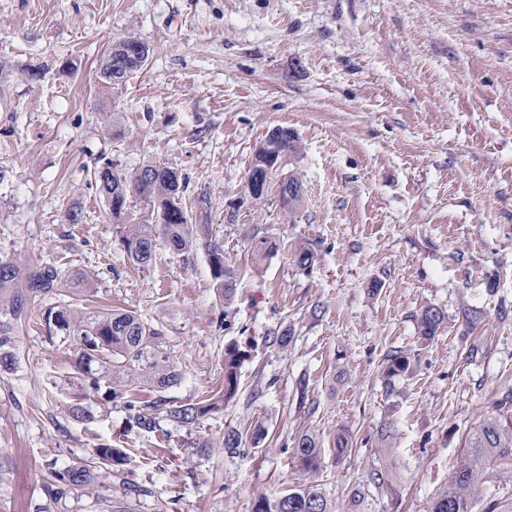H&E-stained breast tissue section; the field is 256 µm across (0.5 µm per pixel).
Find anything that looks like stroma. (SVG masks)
I'll list each match as a JSON object with an SVG mask.
<instances>
[{"label":"stroma","mask_w":512,"mask_h":512,"mask_svg":"<svg viewBox=\"0 0 512 512\" xmlns=\"http://www.w3.org/2000/svg\"><path fill=\"white\" fill-rule=\"evenodd\" d=\"M129 35L151 57L113 90L109 116L97 73ZM1 58L0 260L86 273L79 306L162 328L183 379L162 390L108 375L92 391L79 342L45 327L51 299L31 303L0 359V512H252L258 496L310 482L335 512H428L468 432L512 409V0H0ZM277 127L297 141L271 175L301 181L294 214L247 189ZM106 159L180 173L239 277L231 302L203 246L130 262L90 183ZM74 206L82 223L66 219ZM261 237L275 249L258 263ZM310 244L305 270L295 253ZM429 305L444 321L425 341ZM286 329L288 347L272 344ZM232 343L249 357L224 409L130 430V402L217 395ZM395 350L412 368L389 380ZM77 403L92 421L69 416ZM231 428L246 439L232 454ZM306 430L322 448L313 473L292 450ZM103 444L122 465L46 499L52 471ZM376 470L387 485L371 483ZM131 483L146 495H127Z\"/></svg>","instance_id":"stroma-1"}]
</instances>
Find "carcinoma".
Instances as JSON below:
<instances>
[{"label": "carcinoma", "instance_id": "carcinoma-1", "mask_svg": "<svg viewBox=\"0 0 512 512\" xmlns=\"http://www.w3.org/2000/svg\"><path fill=\"white\" fill-rule=\"evenodd\" d=\"M148 60L146 56L142 62H137L135 49L124 45L123 39H117L112 42L100 65L99 83L108 90L115 89L124 82L115 76V68L130 64L134 72L142 69ZM267 143L277 144V149L271 152L272 158L258 152L255 161L273 166L294 149V136L290 130L277 127L269 132ZM94 182L104 196L113 223L120 225L121 241L127 256L141 269L150 266L161 243L183 251L196 245L200 235L209 232L206 220L200 218L195 223L188 212L184 202V179L170 180L165 166L149 180L143 165L128 173L107 161L94 170ZM138 207L146 210L145 219L131 224L129 220ZM207 252L218 296L229 302L238 288L237 273L224 261L221 244L208 243ZM89 287L91 282L87 277L76 274L66 278L51 263L1 260L0 290L12 292V320H0V349L11 343L12 321L27 315L29 303L63 289L78 294ZM443 320L440 309L434 306L423 308L418 317L422 338H432ZM43 321L47 329L60 336L80 337L78 369L93 390L99 389L100 377L92 372L91 364L101 360L103 354L110 357L113 372L142 367L148 370L146 378L150 383L162 389L182 380V373L171 366L160 352L163 330L144 322L132 312L119 309L79 312L74 305L66 304L46 309ZM246 357V351L236 345L225 348L224 389L216 396L177 406L167 405V400L162 397L143 401L138 406L129 404L130 429H155L157 416L162 412L169 421L185 426L221 410L238 394V370ZM410 367L411 360L407 354L395 351L386 358L385 376L389 380L399 377ZM465 449V464L454 473L448 486L434 496L429 512H472L476 487L482 475L498 462L512 459V417L502 413L485 419L467 434ZM294 455L305 469L316 471L320 457L317 437L308 431L298 434L294 440ZM124 460L122 449L103 445L94 451L91 461L52 472L50 481L44 486L45 495L52 501H60L88 485L94 473L110 470ZM253 512H333V507L316 485L308 484L288 489L272 499L259 496Z\"/></svg>", "mask_w": 512, "mask_h": 512}]
</instances>
